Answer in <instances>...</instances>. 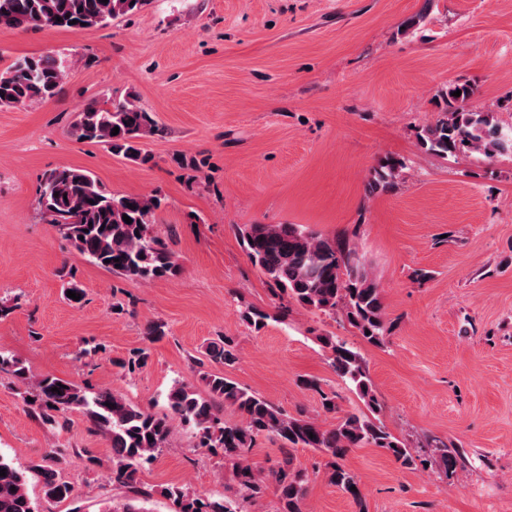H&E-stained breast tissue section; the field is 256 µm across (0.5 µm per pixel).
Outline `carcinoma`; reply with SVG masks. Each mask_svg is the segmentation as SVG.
I'll return each instance as SVG.
<instances>
[{
	"instance_id": "cac0c4a2",
	"label": "carcinoma",
	"mask_w": 512,
	"mask_h": 512,
	"mask_svg": "<svg viewBox=\"0 0 512 512\" xmlns=\"http://www.w3.org/2000/svg\"><path fill=\"white\" fill-rule=\"evenodd\" d=\"M148 0H0V28L31 26L63 28L75 33L109 25L113 20L141 9ZM61 21H56V18ZM68 61L55 54L20 57L0 71V108L24 107L56 97L63 86ZM461 95L454 96L455 91ZM444 107L418 134L427 151L445 158L468 149L486 158L512 155V129L504 130L493 113L474 109L473 89L450 84L441 91ZM119 127L116 135L111 134ZM162 132L150 113L133 99L109 105L89 104L79 110L70 134L82 142L101 144L112 154L137 165L153 161L142 148V139ZM404 162L387 157L374 169L368 182L371 192L392 193L400 183ZM48 182L37 190L41 213L50 218L85 260L113 274L149 283L178 273L177 256L153 234L157 212L164 205L158 195L118 194L107 189L92 173L61 167L45 173ZM132 219L126 223L123 216ZM248 258L260 268L273 289L293 299L301 308L330 317L341 316L371 345L384 344L389 328L385 321L382 289L369 271L356 244L345 235L327 236L300 224H244L236 227ZM330 352V367L336 376L351 383L371 412L380 409L362 355L336 336H321ZM211 361L231 367L239 360L237 345L228 336L208 344ZM0 375L19 391L27 410L54 429L68 425L69 415L83 412L92 428L110 444L112 481L124 487L127 502L112 512H143L151 491L140 473L157 455L171 446L170 418L189 425L198 448H221L239 484V498L213 500L189 493L182 487H167L161 494L173 500L177 512H241L239 500L259 497L266 480L278 490L277 512H304L308 474L293 465L289 453L309 448L325 455L328 482L365 512L356 476L344 465L353 448L372 445L384 449L401 466L440 462L448 473L461 463L458 450L443 444L435 455L422 456L394 436L377 418L347 414L332 428L317 419L292 416L268 400L222 374H206L207 396L181 380L165 393L167 412L152 413L109 388L95 392L72 381L51 375H32L23 361L0 348ZM230 408L240 421L228 422L220 412ZM269 435L288 453L277 468L264 474L249 460L256 437ZM0 512H38L27 493L28 470L0 456ZM42 478L46 497H74V486L58 479L52 466L33 469Z\"/></svg>"
}]
</instances>
